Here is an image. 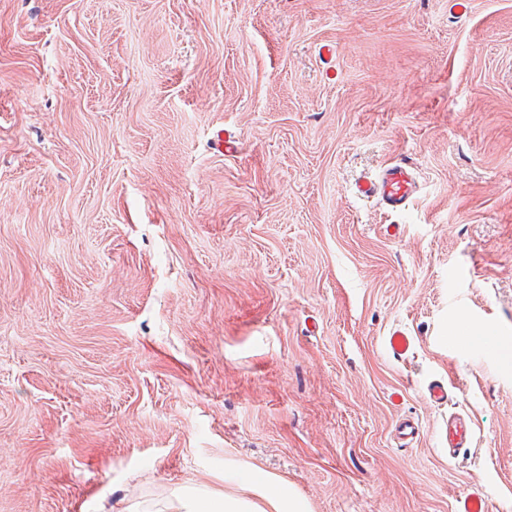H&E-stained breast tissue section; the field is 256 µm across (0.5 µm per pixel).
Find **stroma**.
<instances>
[{
  "label": "stroma",
  "instance_id": "1",
  "mask_svg": "<svg viewBox=\"0 0 512 512\" xmlns=\"http://www.w3.org/2000/svg\"><path fill=\"white\" fill-rule=\"evenodd\" d=\"M393 161L401 214L352 194ZM251 466L306 512H512V0H0V512ZM471 424L460 414L448 416V455L455 457L462 448H468L471 442Z\"/></svg>",
  "mask_w": 512,
  "mask_h": 512
}]
</instances>
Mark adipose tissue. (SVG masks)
Instances as JSON below:
<instances>
[{"label":"adipose tissue","instance_id":"adipose-tissue-1","mask_svg":"<svg viewBox=\"0 0 512 512\" xmlns=\"http://www.w3.org/2000/svg\"><path fill=\"white\" fill-rule=\"evenodd\" d=\"M243 482L248 497L226 493L180 496L169 512H304L284 483L270 479L262 471H251Z\"/></svg>","mask_w":512,"mask_h":512}]
</instances>
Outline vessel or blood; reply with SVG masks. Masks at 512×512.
Instances as JSON below:
<instances>
[{
  "instance_id": "b4317fda",
  "label": "vessel or blood",
  "mask_w": 512,
  "mask_h": 512,
  "mask_svg": "<svg viewBox=\"0 0 512 512\" xmlns=\"http://www.w3.org/2000/svg\"><path fill=\"white\" fill-rule=\"evenodd\" d=\"M356 198L364 200L378 198L391 212L405 211L415 194V181L412 166L404 161L385 166L373 178L357 182L353 188ZM471 424L462 415L453 413L448 417V453L459 454L471 442Z\"/></svg>"
}]
</instances>
